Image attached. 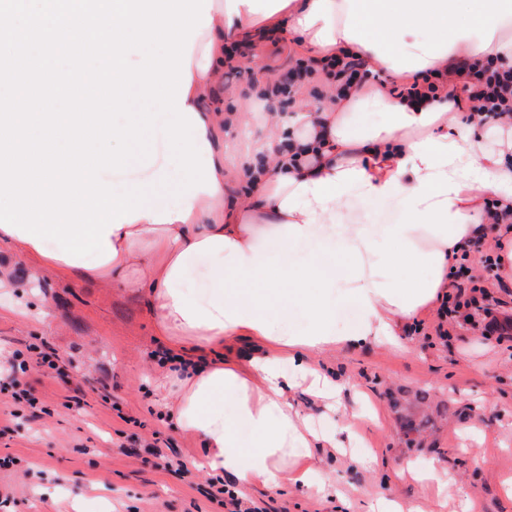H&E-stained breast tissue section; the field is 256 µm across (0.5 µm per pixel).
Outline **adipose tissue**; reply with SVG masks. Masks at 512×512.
Instances as JSON below:
<instances>
[{
  "label": "adipose tissue",
  "instance_id": "ef3b65f1",
  "mask_svg": "<svg viewBox=\"0 0 512 512\" xmlns=\"http://www.w3.org/2000/svg\"><path fill=\"white\" fill-rule=\"evenodd\" d=\"M463 12L469 22H460ZM287 31L318 69L343 50L399 77L444 72L463 59L512 62V0H224L192 47L185 106L197 107L221 81L225 41L246 49ZM334 94L327 88L320 105L297 96L285 120L269 113L266 134L247 146L252 165L233 174L220 144L242 113H201L196 143L210 151L216 192L177 206L144 204L137 221L109 234L115 256L106 264L65 262L55 242L38 249L0 228V245L31 262L34 275L144 289L156 333L174 355L213 352L231 338L261 343L264 353L244 365L209 359L174 369L162 410L200 440L211 475L327 496L336 485L310 462L320 438L293 392L341 410L337 434L323 439L343 448L352 414L342 403L345 383L318 355L400 347L418 308L447 292L463 248L489 232L475 214L492 202L512 207V126L487 124L474 111L454 123V102L413 104L378 85L342 101ZM368 112L380 121L363 122ZM232 191L238 199L228 208ZM358 194L400 196L404 220L349 223ZM196 275L205 288L190 287ZM345 303L356 310L353 322L341 319Z\"/></svg>",
  "mask_w": 512,
  "mask_h": 512
}]
</instances>
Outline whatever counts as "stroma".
I'll return each instance as SVG.
<instances>
[{
    "label": "stroma",
    "mask_w": 512,
    "mask_h": 512,
    "mask_svg": "<svg viewBox=\"0 0 512 512\" xmlns=\"http://www.w3.org/2000/svg\"><path fill=\"white\" fill-rule=\"evenodd\" d=\"M248 55L274 81L301 52L270 41ZM252 89L249 75L230 77L199 108L240 109ZM6 260L22 291L0 292V488L11 492L0 512H66L84 495L98 498L101 512H225L201 494L209 476L193 466L199 441L153 404V383L165 369L151 356L162 341L147 295L52 274L36 278L4 248ZM436 311L433 304L418 310L402 349L364 345L320 357L345 381L344 404L365 410L351 422V453L313 451L338 497L288 485H243L240 493L262 512H369L372 503L392 501L405 512H433L435 486L398 473L410 461L451 474L446 512H512L503 487L512 478V340L478 329L440 340ZM31 345L55 351L59 368L31 367L27 379L39 405L16 412L7 360ZM489 396L491 411L483 408ZM133 438L167 442L191 465L190 476L122 454L120 444Z\"/></svg>",
    "instance_id": "1"
}]
</instances>
